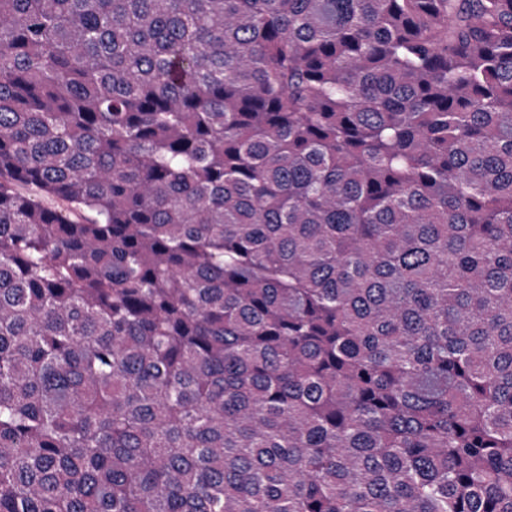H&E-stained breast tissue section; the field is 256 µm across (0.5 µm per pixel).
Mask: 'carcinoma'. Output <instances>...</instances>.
<instances>
[{"mask_svg":"<svg viewBox=\"0 0 512 512\" xmlns=\"http://www.w3.org/2000/svg\"><path fill=\"white\" fill-rule=\"evenodd\" d=\"M0 512H512V0H0Z\"/></svg>","mask_w":512,"mask_h":512,"instance_id":"1","label":"carcinoma"}]
</instances>
